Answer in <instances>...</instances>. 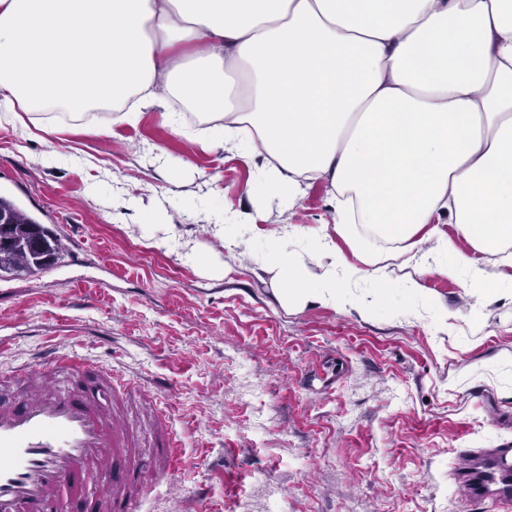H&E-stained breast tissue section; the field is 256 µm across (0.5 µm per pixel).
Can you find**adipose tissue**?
<instances>
[{"instance_id": "obj_1", "label": "adipose tissue", "mask_w": 512, "mask_h": 512, "mask_svg": "<svg viewBox=\"0 0 512 512\" xmlns=\"http://www.w3.org/2000/svg\"><path fill=\"white\" fill-rule=\"evenodd\" d=\"M211 122L213 142L261 156L250 199L293 208L324 183L333 234L294 226L262 257L293 307L372 316L350 283L386 284L382 246L422 276L483 268L512 250V0H0V112L80 118L110 107L178 128L169 100Z\"/></svg>"}]
</instances>
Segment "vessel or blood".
<instances>
[{"mask_svg": "<svg viewBox=\"0 0 512 512\" xmlns=\"http://www.w3.org/2000/svg\"><path fill=\"white\" fill-rule=\"evenodd\" d=\"M46 362L66 370L68 388L25 389L0 410V512H137L140 467L100 407L107 371L74 355ZM458 478L475 506L512 512V446L470 458Z\"/></svg>", "mask_w": 512, "mask_h": 512, "instance_id": "obj_1", "label": "vessel or blood"}]
</instances>
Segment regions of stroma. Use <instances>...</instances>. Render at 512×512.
Segmentation results:
<instances>
[{"mask_svg":"<svg viewBox=\"0 0 512 512\" xmlns=\"http://www.w3.org/2000/svg\"><path fill=\"white\" fill-rule=\"evenodd\" d=\"M0 116V194L53 226L66 250L37 275L0 280V407L21 366L52 351L106 365L105 411L145 462L140 512H497L453 479L459 453L512 444V282L466 291V269L422 279L389 257L388 295L369 319L287 307L256 257L270 232H332L327 188L290 210L252 204V167L145 112L114 125ZM57 123L59 132L40 127ZM455 316L452 333L440 307ZM179 447L158 477V421Z\"/></svg>","mask_w":512,"mask_h":512,"instance_id":"35a3bbf8","label":"stroma"}]
</instances>
